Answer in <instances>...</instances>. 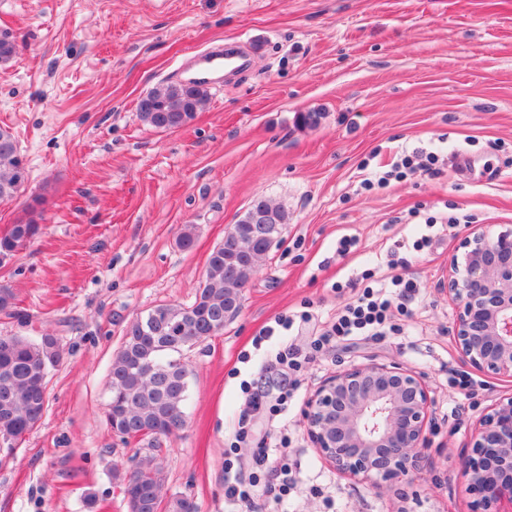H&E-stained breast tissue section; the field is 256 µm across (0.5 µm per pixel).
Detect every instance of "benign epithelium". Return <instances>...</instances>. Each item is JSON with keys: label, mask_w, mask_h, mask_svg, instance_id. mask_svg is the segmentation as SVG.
<instances>
[{"label": "benign epithelium", "mask_w": 512, "mask_h": 512, "mask_svg": "<svg viewBox=\"0 0 512 512\" xmlns=\"http://www.w3.org/2000/svg\"><path fill=\"white\" fill-rule=\"evenodd\" d=\"M447 287L461 358L487 375L512 377V228L491 234L471 227L448 262ZM431 405L427 386L414 372L371 363L325 379L304 420L325 460L381 489L419 468ZM460 471L469 512L512 507L511 395L480 419Z\"/></svg>", "instance_id": "7a95c632"}]
</instances>
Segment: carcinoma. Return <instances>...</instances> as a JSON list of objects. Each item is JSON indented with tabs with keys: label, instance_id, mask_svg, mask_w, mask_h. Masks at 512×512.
Masks as SVG:
<instances>
[{
	"label": "carcinoma",
	"instance_id": "1",
	"mask_svg": "<svg viewBox=\"0 0 512 512\" xmlns=\"http://www.w3.org/2000/svg\"><path fill=\"white\" fill-rule=\"evenodd\" d=\"M208 98L202 83H161L145 95L147 105L137 109L144 124L161 130L181 128L196 117ZM15 136L0 128V200L19 195L29 179L20 165ZM274 215L267 225V240H254L248 223L250 211L224 233V241L208 257L206 273L195 299L188 305L162 303L131 320L123 343L112 360L110 401L106 424L125 436L148 440L147 452L134 469L121 475L128 512H200L188 496H166L160 443L183 429L187 420L189 368L175 355L224 330V308L240 306L242 292L288 224V212L258 198ZM34 217L13 224L0 237V254L18 252L37 235ZM61 358L56 340L43 336L30 341L0 336V435L17 443L41 420L46 396L45 377Z\"/></svg>",
	"mask_w": 512,
	"mask_h": 512
}]
</instances>
